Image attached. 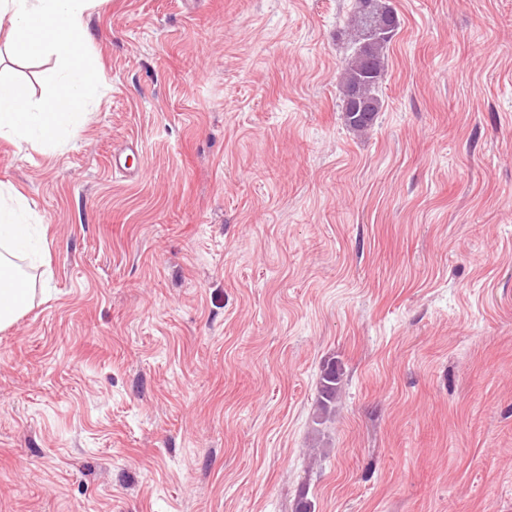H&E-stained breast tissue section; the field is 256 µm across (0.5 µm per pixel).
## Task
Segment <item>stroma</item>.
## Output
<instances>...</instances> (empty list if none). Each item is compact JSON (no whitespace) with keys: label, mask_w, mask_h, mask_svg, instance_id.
Returning <instances> with one entry per match:
<instances>
[{"label":"stroma","mask_w":512,"mask_h":512,"mask_svg":"<svg viewBox=\"0 0 512 512\" xmlns=\"http://www.w3.org/2000/svg\"><path fill=\"white\" fill-rule=\"evenodd\" d=\"M387 2L357 134L355 0H94L85 120L0 138L46 242L0 330V512H512V0ZM6 37L40 98L55 57ZM356 2L351 19L356 48L342 67L339 93L346 125L353 132L363 133L372 127L382 108L378 92L386 71L385 52L399 23L382 0ZM356 99L366 105V112H354ZM343 368L338 361L324 365L319 381V409L327 413L339 398L343 386Z\"/></svg>","instance_id":"stroma-1"}]
</instances>
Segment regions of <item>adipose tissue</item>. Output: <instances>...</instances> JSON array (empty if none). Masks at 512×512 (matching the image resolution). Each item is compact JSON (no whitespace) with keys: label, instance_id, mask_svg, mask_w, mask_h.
<instances>
[{"label":"adipose tissue","instance_id":"ef3b65f1","mask_svg":"<svg viewBox=\"0 0 512 512\" xmlns=\"http://www.w3.org/2000/svg\"><path fill=\"white\" fill-rule=\"evenodd\" d=\"M45 247L36 225L30 224L26 203L10 192L0 190V266L18 259L38 263Z\"/></svg>","mask_w":512,"mask_h":512}]
</instances>
